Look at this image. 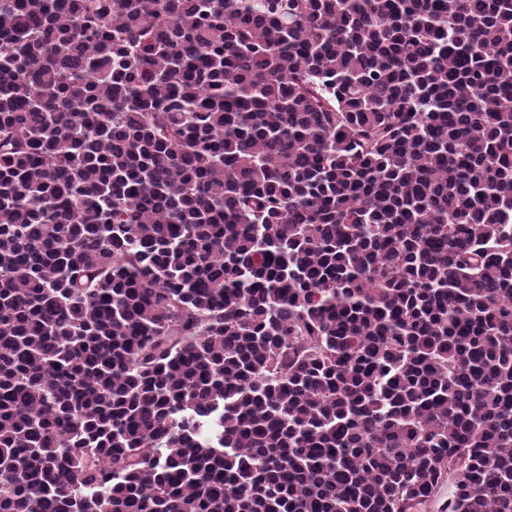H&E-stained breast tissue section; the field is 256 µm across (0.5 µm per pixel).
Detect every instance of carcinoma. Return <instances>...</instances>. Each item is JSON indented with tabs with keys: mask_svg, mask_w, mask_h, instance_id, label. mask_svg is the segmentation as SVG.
Instances as JSON below:
<instances>
[{
	"mask_svg": "<svg viewBox=\"0 0 512 512\" xmlns=\"http://www.w3.org/2000/svg\"><path fill=\"white\" fill-rule=\"evenodd\" d=\"M512 512V0H0V512Z\"/></svg>",
	"mask_w": 512,
	"mask_h": 512,
	"instance_id": "carcinoma-1",
	"label": "carcinoma"
}]
</instances>
